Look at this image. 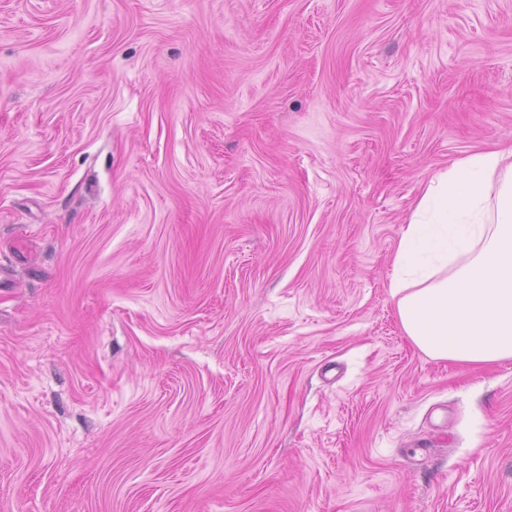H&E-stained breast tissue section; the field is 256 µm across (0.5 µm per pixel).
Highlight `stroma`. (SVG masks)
I'll list each match as a JSON object with an SVG mask.
<instances>
[{
  "label": "stroma",
  "instance_id": "obj_1",
  "mask_svg": "<svg viewBox=\"0 0 512 512\" xmlns=\"http://www.w3.org/2000/svg\"><path fill=\"white\" fill-rule=\"evenodd\" d=\"M508 147L512 0H0V512H512L388 288Z\"/></svg>",
  "mask_w": 512,
  "mask_h": 512
}]
</instances>
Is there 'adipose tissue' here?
<instances>
[{
    "instance_id": "ef3b65f1",
    "label": "adipose tissue",
    "mask_w": 512,
    "mask_h": 512,
    "mask_svg": "<svg viewBox=\"0 0 512 512\" xmlns=\"http://www.w3.org/2000/svg\"><path fill=\"white\" fill-rule=\"evenodd\" d=\"M389 291L405 336L437 362H512V148L456 159L402 228Z\"/></svg>"
}]
</instances>
